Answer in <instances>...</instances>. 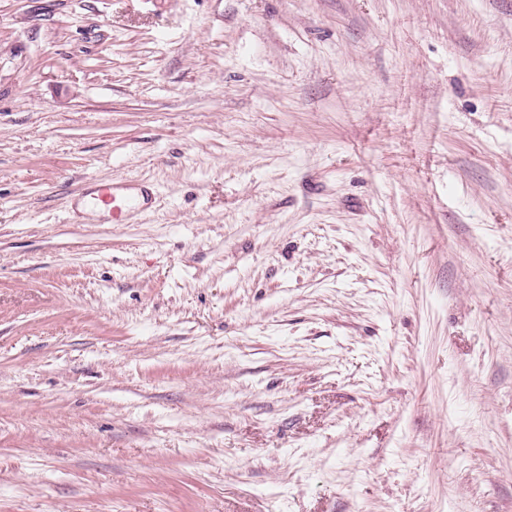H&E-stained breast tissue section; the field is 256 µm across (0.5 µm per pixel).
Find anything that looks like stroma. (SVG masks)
<instances>
[{"label":"stroma","instance_id":"obj_1","mask_svg":"<svg viewBox=\"0 0 512 512\" xmlns=\"http://www.w3.org/2000/svg\"><path fill=\"white\" fill-rule=\"evenodd\" d=\"M0 512H512V0H0ZM144 193L148 203L149 194L141 182L93 180L87 182L82 197L86 201L92 199L94 205L102 209L98 210L102 224H123L134 209L138 197L145 199Z\"/></svg>","mask_w":512,"mask_h":512}]
</instances>
